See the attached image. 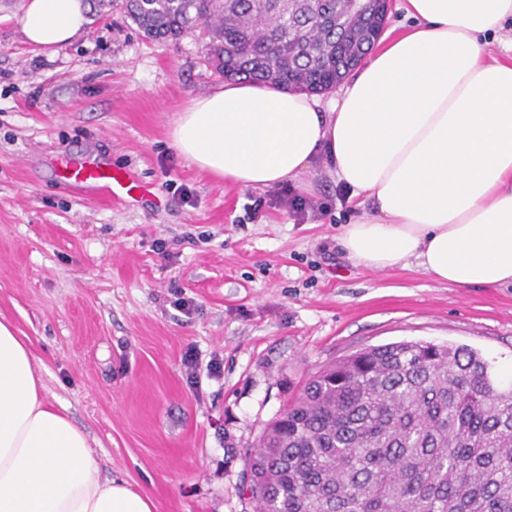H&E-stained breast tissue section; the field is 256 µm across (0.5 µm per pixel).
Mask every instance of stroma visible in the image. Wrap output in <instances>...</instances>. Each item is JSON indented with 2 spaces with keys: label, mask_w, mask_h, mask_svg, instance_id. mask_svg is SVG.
Listing matches in <instances>:
<instances>
[{
  "label": "stroma",
  "mask_w": 512,
  "mask_h": 512,
  "mask_svg": "<svg viewBox=\"0 0 512 512\" xmlns=\"http://www.w3.org/2000/svg\"><path fill=\"white\" fill-rule=\"evenodd\" d=\"M24 3L0 0V316L30 338L46 398L104 477L155 512H254L238 491L245 455L323 366L427 341L468 346L512 378L511 286L366 268L336 244L362 199L332 178L245 189L171 147L177 111L224 85L201 33L152 41L105 8L52 54L26 42ZM67 156L139 188L111 203L65 184Z\"/></svg>",
  "instance_id": "stroma-1"
}]
</instances>
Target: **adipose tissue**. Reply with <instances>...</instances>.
I'll return each instance as SVG.
<instances>
[{"mask_svg":"<svg viewBox=\"0 0 512 512\" xmlns=\"http://www.w3.org/2000/svg\"><path fill=\"white\" fill-rule=\"evenodd\" d=\"M87 0H26V40L54 51ZM409 24L323 100L230 82L191 98L170 130L186 161L243 188L315 168L370 207L339 245L367 268L408 263L459 288L512 284V0H400ZM500 34V55L488 49ZM29 339L0 319V512H154L105 480L85 432L44 396Z\"/></svg>","mask_w":512,"mask_h":512,"instance_id":"obj_1","label":"adipose tissue"}]
</instances>
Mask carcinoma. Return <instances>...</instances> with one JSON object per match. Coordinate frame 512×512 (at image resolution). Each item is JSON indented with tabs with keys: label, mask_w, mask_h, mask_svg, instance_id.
Here are the masks:
<instances>
[{
	"label": "carcinoma",
	"mask_w": 512,
	"mask_h": 512,
	"mask_svg": "<svg viewBox=\"0 0 512 512\" xmlns=\"http://www.w3.org/2000/svg\"><path fill=\"white\" fill-rule=\"evenodd\" d=\"M336 29L343 0H122L151 40L203 28L226 79L320 93L357 68L381 0ZM466 346L403 341L326 366L246 455L255 512H512V386Z\"/></svg>",
	"instance_id": "obj_1"
}]
</instances>
